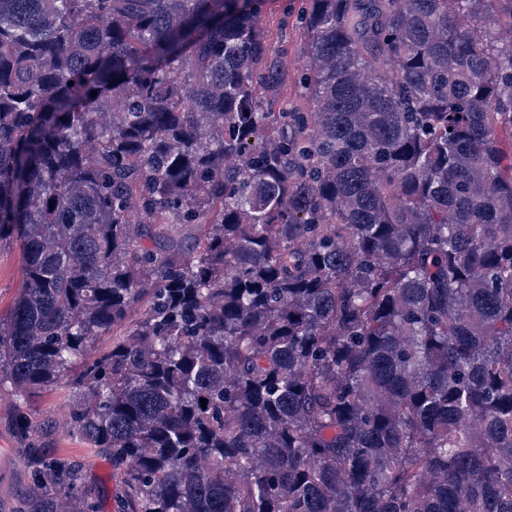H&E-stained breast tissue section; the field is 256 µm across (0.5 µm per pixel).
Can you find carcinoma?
<instances>
[{"mask_svg":"<svg viewBox=\"0 0 512 512\" xmlns=\"http://www.w3.org/2000/svg\"><path fill=\"white\" fill-rule=\"evenodd\" d=\"M258 2L0 0L25 512L62 382L119 512H512V0H306L290 112Z\"/></svg>","mask_w":512,"mask_h":512,"instance_id":"obj_1","label":"carcinoma"}]
</instances>
